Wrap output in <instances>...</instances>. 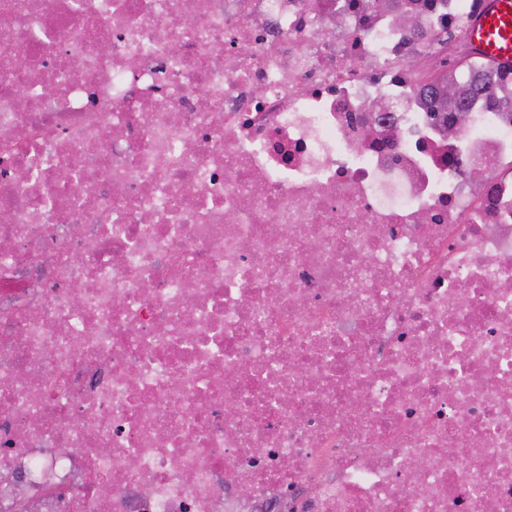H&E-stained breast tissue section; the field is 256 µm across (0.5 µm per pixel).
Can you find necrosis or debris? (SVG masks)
I'll list each match as a JSON object with an SVG mask.
<instances>
[{"instance_id": "necrosis-or-debris-1", "label": "necrosis or debris", "mask_w": 512, "mask_h": 512, "mask_svg": "<svg viewBox=\"0 0 512 512\" xmlns=\"http://www.w3.org/2000/svg\"><path fill=\"white\" fill-rule=\"evenodd\" d=\"M482 5L0 0V512H512V120L412 69Z\"/></svg>"}]
</instances>
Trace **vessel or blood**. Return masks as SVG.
<instances>
[{
	"instance_id": "1",
	"label": "vessel or blood",
	"mask_w": 512,
	"mask_h": 512,
	"mask_svg": "<svg viewBox=\"0 0 512 512\" xmlns=\"http://www.w3.org/2000/svg\"><path fill=\"white\" fill-rule=\"evenodd\" d=\"M466 38L479 57L512 64V0H487L469 25Z\"/></svg>"
}]
</instances>
